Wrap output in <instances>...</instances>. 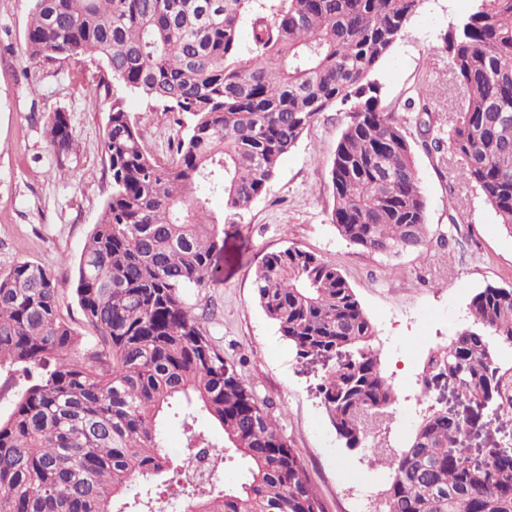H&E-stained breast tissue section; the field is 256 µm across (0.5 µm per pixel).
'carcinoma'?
<instances>
[{
  "mask_svg": "<svg viewBox=\"0 0 512 512\" xmlns=\"http://www.w3.org/2000/svg\"><path fill=\"white\" fill-rule=\"evenodd\" d=\"M23 54L87 59L107 105L102 153L110 189L80 254L72 291L87 333L60 316L55 271L31 261L0 274V370L22 380L0 418V512H159L169 487L182 512H325L276 418L213 344L184 294L213 288L224 218L265 193L281 158L321 114L345 107L329 170L331 221L349 244L385 257L432 237L414 146L381 107L375 79L423 0H31ZM444 34L464 108L448 141L422 148L461 164V175L512 233V0H474ZM250 18V45L240 30ZM138 96L185 117L162 163L126 110ZM56 158L73 140L68 113L49 115ZM255 296L302 364L336 434L372 449L391 472L380 512H512V443L473 466L463 437L470 415L431 407L400 450L376 442L397 395L373 349L376 330L336 266L297 247L265 255ZM470 325L432 353L438 376L471 408L512 416V285H487L469 303ZM189 448H213L237 483L189 481L188 458L169 454L172 421ZM217 425L214 438L204 422ZM143 489L127 497L128 486Z\"/></svg>",
  "mask_w": 512,
  "mask_h": 512,
  "instance_id": "obj_1",
  "label": "carcinoma"
}]
</instances>
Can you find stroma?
I'll list each match as a JSON object with an SVG mask.
<instances>
[{
  "label": "stroma",
  "mask_w": 512,
  "mask_h": 512,
  "mask_svg": "<svg viewBox=\"0 0 512 512\" xmlns=\"http://www.w3.org/2000/svg\"><path fill=\"white\" fill-rule=\"evenodd\" d=\"M30 0H0V272L31 261L55 270L63 290L60 315L75 329L83 316L70 290L73 266L97 223L109 192L101 152L104 106L94 105L95 65L72 60L38 64L22 51ZM473 6L472 0H424L402 39L381 63L377 79L381 105L397 113L416 147L415 165L427 201L431 232L451 234L452 249L429 244L418 251L383 257L348 244L331 222L333 191L329 169L346 123L342 106L315 122L282 158L265 194L224 225V252L215 263L218 285L188 291L195 312L213 313L211 339L233 363L258 401L269 405L281 434L301 458L308 481L325 512H374L375 496L390 473L375 467L362 448H347L316 395L314 375L258 305L254 271L264 256L295 246L336 265L375 326L372 344L398 400L380 434L389 447L404 448L429 406L465 411L450 387L422 394V369L429 355L448 347L470 321L468 304L486 285H512V234L476 188L447 171L421 149V111L432 115L435 133L447 135L448 109L460 107L461 93L449 80L442 36ZM38 70L40 94L23 78ZM126 108L157 159L169 157L179 116L130 96ZM68 111L76 150L57 160L45 134L49 113ZM456 199L458 213L448 211ZM512 438V417L484 409L480 426L467 438L468 453ZM373 500L358 503V485Z\"/></svg>",
  "instance_id": "obj_1"
}]
</instances>
